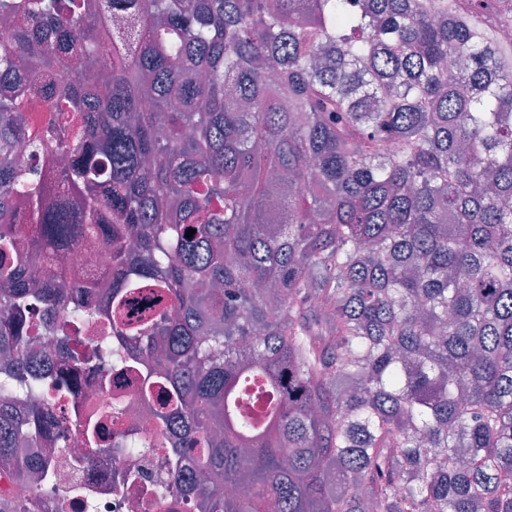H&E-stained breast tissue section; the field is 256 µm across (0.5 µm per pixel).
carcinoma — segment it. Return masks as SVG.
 <instances>
[{
  "instance_id": "carcinoma-1",
  "label": "carcinoma",
  "mask_w": 512,
  "mask_h": 512,
  "mask_svg": "<svg viewBox=\"0 0 512 512\" xmlns=\"http://www.w3.org/2000/svg\"><path fill=\"white\" fill-rule=\"evenodd\" d=\"M92 2L0 0V84L33 82L0 96V152L61 112L31 150L77 155L0 168L15 377L31 311L62 343L102 315L141 340L204 512H512V64L486 34L512 0H108L131 61ZM130 233L106 288L53 264ZM141 288L162 318L129 328ZM19 394L0 379V512L50 478L16 445L62 429ZM106 0H96L93 13L96 15V21L104 24L114 36V43L117 50L125 54L131 53V47L128 42L130 33L137 31L139 27L138 18L131 14H118L106 10L104 7ZM11 158L22 161L30 169H42L45 166L56 172H68L74 166L76 156L70 147H58L48 157L33 155L30 148V138L22 136L11 146Z\"/></svg>"
}]
</instances>
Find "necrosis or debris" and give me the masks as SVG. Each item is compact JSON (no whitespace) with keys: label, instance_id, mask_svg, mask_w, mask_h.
Here are the masks:
<instances>
[{"label":"necrosis or debris","instance_id":"1","mask_svg":"<svg viewBox=\"0 0 512 512\" xmlns=\"http://www.w3.org/2000/svg\"><path fill=\"white\" fill-rule=\"evenodd\" d=\"M10 154L28 168L56 172L70 171L76 159L64 146L46 157L32 154L26 136L13 142ZM54 263L60 271L88 276L116 270L118 257L108 246L83 243L56 252ZM96 345L107 352L95 370L82 377L73 396L56 398L40 379L20 397L25 404L36 398L51 403L67 431L64 445L51 453L53 482L26 486L27 498L37 503L38 512H200L193 493L172 480L174 472L188 467V459L172 448L143 411L147 377L116 364L109 354L113 348L132 354L134 343L92 327L81 331L71 348L81 351ZM89 420L102 437L95 448L85 443L84 424Z\"/></svg>","mask_w":512,"mask_h":512}]
</instances>
